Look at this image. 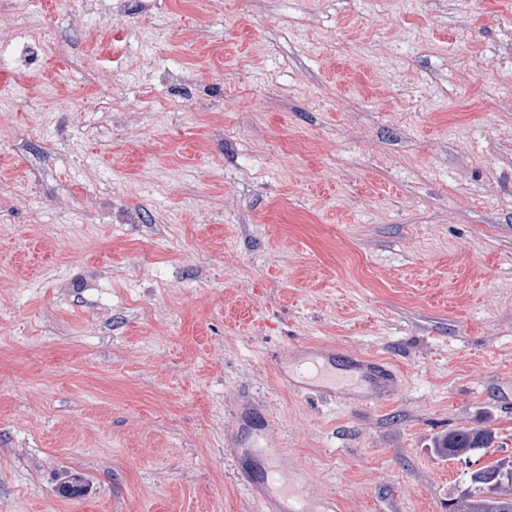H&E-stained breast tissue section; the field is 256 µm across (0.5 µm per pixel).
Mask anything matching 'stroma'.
<instances>
[{
	"label": "stroma",
	"instance_id": "obj_1",
	"mask_svg": "<svg viewBox=\"0 0 512 512\" xmlns=\"http://www.w3.org/2000/svg\"><path fill=\"white\" fill-rule=\"evenodd\" d=\"M118 1L0 62V512H264L234 448L448 512L436 436L512 455V0ZM301 342L392 378L287 389ZM498 434L490 428H458L435 441L434 448L439 454L450 458H462L474 452L491 448Z\"/></svg>",
	"mask_w": 512,
	"mask_h": 512
}]
</instances>
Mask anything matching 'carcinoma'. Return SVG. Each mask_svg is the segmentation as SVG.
<instances>
[{
  "label": "carcinoma",
  "instance_id": "1",
  "mask_svg": "<svg viewBox=\"0 0 512 512\" xmlns=\"http://www.w3.org/2000/svg\"><path fill=\"white\" fill-rule=\"evenodd\" d=\"M498 439L490 428H458L435 441L437 452L450 458L467 457L489 448ZM455 512H512V477L499 473V463L472 472L469 485L454 501Z\"/></svg>",
  "mask_w": 512,
  "mask_h": 512
}]
</instances>
